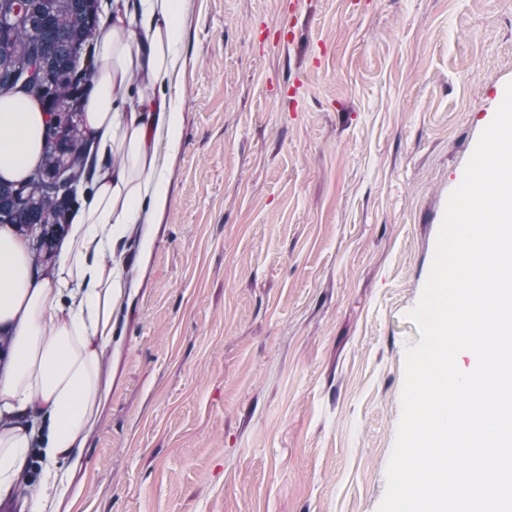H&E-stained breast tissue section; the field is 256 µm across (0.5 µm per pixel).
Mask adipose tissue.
<instances>
[{
  "label": "adipose tissue",
  "instance_id": "ef3b65f1",
  "mask_svg": "<svg viewBox=\"0 0 512 512\" xmlns=\"http://www.w3.org/2000/svg\"><path fill=\"white\" fill-rule=\"evenodd\" d=\"M186 3L115 0L97 32L94 90L81 108L97 159L56 262L35 267L24 238L0 228V330L12 337L0 368V499L39 444L44 476L28 498L30 512H61L112 394L103 361L135 279L110 259L146 235L167 202L165 155L178 148L182 125L168 89L183 66ZM46 120L35 102L0 98L1 178L23 179L39 164ZM114 152L122 164L109 162Z\"/></svg>",
  "mask_w": 512,
  "mask_h": 512
}]
</instances>
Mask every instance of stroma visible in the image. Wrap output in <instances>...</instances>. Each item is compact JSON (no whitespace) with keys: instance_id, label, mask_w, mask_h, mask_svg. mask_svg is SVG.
Here are the masks:
<instances>
[{"instance_id":"1","label":"stroma","mask_w":512,"mask_h":512,"mask_svg":"<svg viewBox=\"0 0 512 512\" xmlns=\"http://www.w3.org/2000/svg\"><path fill=\"white\" fill-rule=\"evenodd\" d=\"M184 26L169 204L121 258L74 512H377L512 0H188Z\"/></svg>"}]
</instances>
